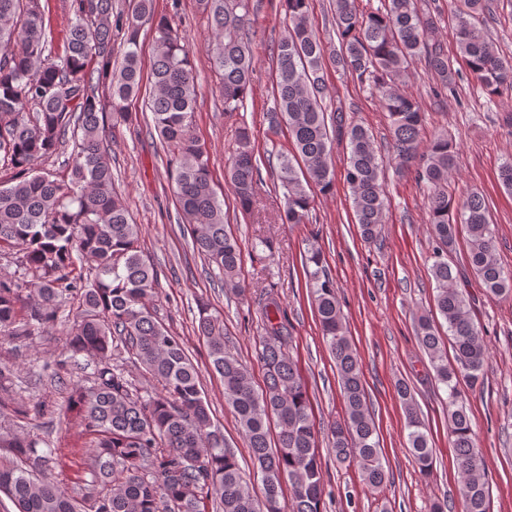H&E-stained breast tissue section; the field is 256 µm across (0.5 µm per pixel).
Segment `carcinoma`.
<instances>
[{
  "mask_svg": "<svg viewBox=\"0 0 512 512\" xmlns=\"http://www.w3.org/2000/svg\"><path fill=\"white\" fill-rule=\"evenodd\" d=\"M73 20L59 49L47 31L40 0H0V155L13 178L0 185V250L23 246L29 281L0 277V337L26 343L53 328L60 308L67 315L72 356L98 361L93 384H77L70 405L79 409L93 435L89 459L92 485L80 495L46 475L50 453L0 431V448L15 461L0 466V492L18 512H282L283 483L291 486L292 512H322L324 484L309 397L296 363L286 351V312L273 290L261 308L260 358L264 385L255 389L248 369L224 343V321L206 304L199 331L206 339L212 369L224 380V400L233 409L263 485V499L250 491L237 457L209 414L200 377L183 345L148 304L161 270L139 246L140 225L116 190L106 126L129 118L127 101L142 89L139 41L152 34V94L148 109L166 153L174 183L180 228L207 267L224 284L239 287L242 249L224 224V202L211 182L207 150L193 134L197 87L190 49L153 0H133L130 13L113 15L112 0H68ZM211 23L210 63L219 75L224 112L239 111L251 89L254 57L243 17L259 0H199ZM288 31L274 57L273 107L268 130L288 132L290 151H266L269 168L283 189L284 224L313 220L311 190L334 187L332 137L346 140L345 180L354 221L369 244L382 241L386 208L384 158L373 132L345 121L344 109L329 114L323 104L325 77L337 68L380 93L388 112L389 148L399 170L428 189L430 235L436 242L431 265L434 307L448 326V342L433 318L422 315L416 332L435 378L447 393L448 423L460 475L462 512H488V484L460 384L483 378L488 350L475 322L473 300L449 261L465 233L471 273L489 297L512 294V271L495 257L489 205L477 192L456 194L449 178L456 144L443 133L421 148L425 112L400 83L424 60L439 97L453 88L456 70L434 39L440 15L421 11L416 0H384L361 11L356 0H330L338 45H326L309 20L310 0H280ZM492 0H455L457 46L470 75L491 95L512 90V62L488 37L485 20ZM124 29L123 61L112 67V27ZM62 158L67 177L40 167ZM260 156L251 130L237 133L227 175L237 207L256 202ZM304 272L322 340L336 365L345 410L331 430V453L339 464L358 469L367 486L382 493L389 472L367 404L361 360L352 348L336 287L322 250L308 245ZM454 357L448 361L446 344ZM156 379L141 391L120 365L122 355ZM397 395L406 410L408 442L416 465L433 467V448L409 385ZM41 405L0 396V413L27 418Z\"/></svg>",
  "mask_w": 512,
  "mask_h": 512,
  "instance_id": "cac0c4a2",
  "label": "carcinoma"
}]
</instances>
